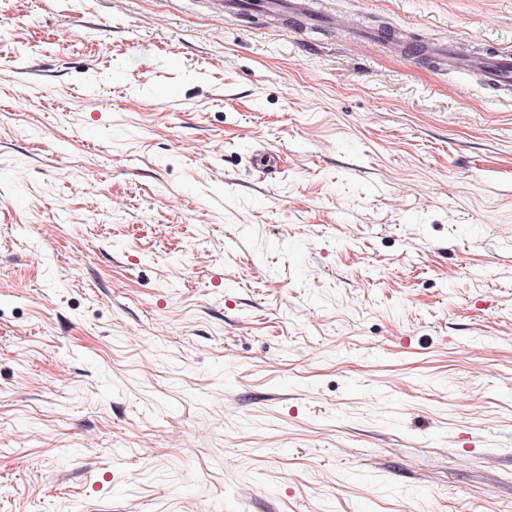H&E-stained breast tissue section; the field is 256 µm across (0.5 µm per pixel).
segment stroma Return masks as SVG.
<instances>
[{"instance_id": "1", "label": "stroma", "mask_w": 512, "mask_h": 512, "mask_svg": "<svg viewBox=\"0 0 512 512\" xmlns=\"http://www.w3.org/2000/svg\"><path fill=\"white\" fill-rule=\"evenodd\" d=\"M321 2L512 50V0ZM0 512H512V96L207 0H0Z\"/></svg>"}]
</instances>
